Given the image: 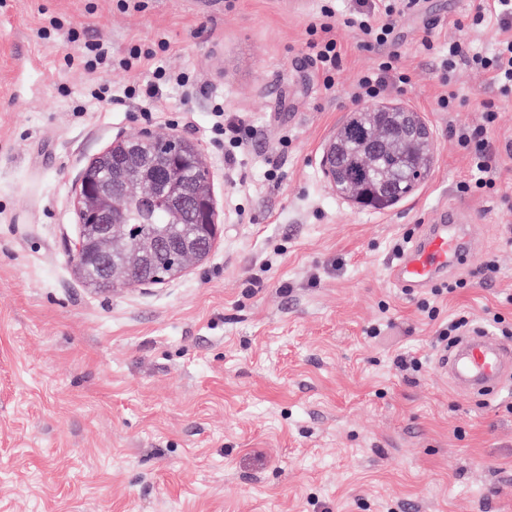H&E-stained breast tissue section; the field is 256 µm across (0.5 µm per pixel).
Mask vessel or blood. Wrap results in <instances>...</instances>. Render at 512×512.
Instances as JSON below:
<instances>
[{"label": "vessel or blood", "instance_id": "vessel-or-blood-1", "mask_svg": "<svg viewBox=\"0 0 512 512\" xmlns=\"http://www.w3.org/2000/svg\"><path fill=\"white\" fill-rule=\"evenodd\" d=\"M469 220V215L457 206L438 209L421 235L390 266V281L411 294L446 279L479 248ZM438 367L462 390L494 388L512 372V348L480 329L441 352Z\"/></svg>", "mask_w": 512, "mask_h": 512}]
</instances>
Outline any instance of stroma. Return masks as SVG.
I'll return each mask as SVG.
<instances>
[{"instance_id": "35a3bbf8", "label": "stroma", "mask_w": 512, "mask_h": 512, "mask_svg": "<svg viewBox=\"0 0 512 512\" xmlns=\"http://www.w3.org/2000/svg\"><path fill=\"white\" fill-rule=\"evenodd\" d=\"M128 3L0 0V512H512V387L466 393L435 364L449 316L512 322V209L500 200L512 196V98L464 66L462 105L437 111L439 59L422 48L463 39L487 54L512 27H468L472 0H422L400 22L411 83L377 102L421 113L431 172L397 206L364 210L323 171L381 53L344 23L355 0H335L344 56L330 90L305 48L320 0ZM52 19L57 34L41 37ZM161 40L168 51L130 73L68 63L85 41L119 59ZM159 67L196 84L122 98ZM100 84L113 98H91ZM488 99L499 191L464 195L469 164L451 132L483 125ZM218 100L255 129L237 175L209 142ZM147 129L200 144L221 232L179 277L100 292L73 265L74 190L113 141ZM448 205L470 213L484 245L454 273L467 285L406 294L388 278L394 247ZM400 354L420 371H399Z\"/></svg>"}]
</instances>
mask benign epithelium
Masks as SVG:
<instances>
[{"label":"benign epithelium","instance_id":"obj_1","mask_svg":"<svg viewBox=\"0 0 512 512\" xmlns=\"http://www.w3.org/2000/svg\"><path fill=\"white\" fill-rule=\"evenodd\" d=\"M372 116L381 126L395 122L400 135L408 142L426 143L431 139L429 126L416 112L384 105L376 108ZM141 139L161 142L169 157L187 154L193 157L202 180L189 188L174 184L170 194L174 209L172 215H177L179 209L191 211L194 230L179 238L164 268L159 270L152 267L151 255L159 246L158 239L148 234L129 233L126 225L118 223L114 215L115 192L129 184L130 173L152 165V159L139 146L126 148L118 141L113 143L96 157L97 165L105 175L92 184L79 183L75 194V204L83 225L74 248V262L86 281L95 288L163 283L205 259L216 241V206L209 186V169L199 146L179 135L162 137L152 131L143 132ZM346 149L347 139L343 136L332 137L326 145L323 167L332 191L358 200L372 197L390 199L395 196L394 184L388 179L361 196L354 195L342 162Z\"/></svg>","mask_w":512,"mask_h":512}]
</instances>
